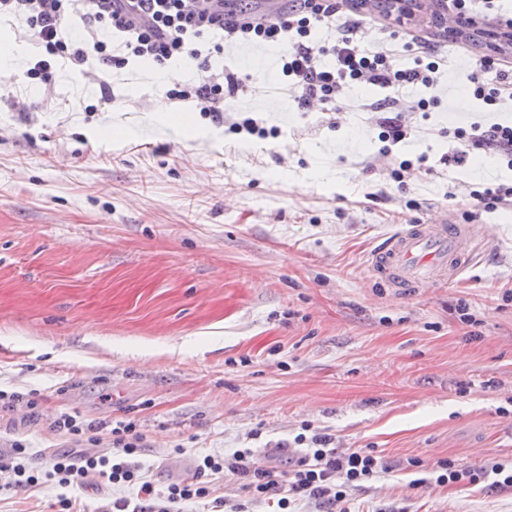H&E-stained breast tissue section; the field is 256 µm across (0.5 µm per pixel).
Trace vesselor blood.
Returning a JSON list of instances; mask_svg holds the SVG:
<instances>
[{"label":"vessel or blood","instance_id":"obj_1","mask_svg":"<svg viewBox=\"0 0 512 512\" xmlns=\"http://www.w3.org/2000/svg\"><path fill=\"white\" fill-rule=\"evenodd\" d=\"M481 239L477 225L443 212L424 223L400 225L370 253L368 264L396 296L413 297L457 284Z\"/></svg>","mask_w":512,"mask_h":512}]
</instances>
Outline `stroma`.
I'll use <instances>...</instances> for the list:
<instances>
[{
	"label": "stroma",
	"instance_id": "35a3bbf8",
	"mask_svg": "<svg viewBox=\"0 0 512 512\" xmlns=\"http://www.w3.org/2000/svg\"><path fill=\"white\" fill-rule=\"evenodd\" d=\"M0 37L20 53L0 86V391L40 398L35 418L0 404V453L25 441L45 474L71 448L56 415L98 427L101 452L131 421L161 490L180 479L176 462L239 448L287 469L307 428L391 465L351 490L357 512H512V489L421 485L408 465L512 460V212L475 209L481 177L439 162L449 128L483 118L461 87L466 57L442 70L431 112L406 92L411 141L381 158L365 103L384 90L351 92L334 113L298 112L276 47L228 45L210 59L235 73L266 58L227 101L277 131L258 139L168 99L170 82L148 79L142 63L99 81L61 63L38 84L25 74L33 37L7 16ZM163 110L219 135L177 134L157 122ZM116 124L132 137L100 136ZM421 152L427 170L391 179ZM440 211L482 225L472 266L456 288L394 298L369 252ZM59 493L45 478L14 487L0 492V512H55Z\"/></svg>",
	"mask_w": 512,
	"mask_h": 512
}]
</instances>
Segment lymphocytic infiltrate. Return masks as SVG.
<instances>
[{
  "mask_svg": "<svg viewBox=\"0 0 512 512\" xmlns=\"http://www.w3.org/2000/svg\"><path fill=\"white\" fill-rule=\"evenodd\" d=\"M350 0H289L287 11L263 16L238 7L218 8L215 0H0V15L20 18L43 50L41 59L30 61L29 79L49 83L51 61L64 58L78 65L95 58L117 67L128 59L165 63L174 57L200 58L203 51L223 53L228 42L252 45L283 44L281 73L293 93L299 111L335 112L345 96L358 85L386 90L414 85L428 89L440 68L444 47L418 37L402 39L405 51L414 56L413 66L401 67L392 51L361 49L353 34L364 17L353 12ZM341 22L346 31L339 43L326 46L312 41L315 25ZM473 71L465 94L491 109L512 102V70L499 59L470 55ZM243 86L242 78L202 66L195 82L175 84L169 99L193 103L213 118L226 110L224 97ZM375 115L381 146L379 156L387 157L405 142L411 129L403 114L405 103L386 97L369 104ZM459 147L443 155L447 166L464 165L470 154L480 150L512 168V124L484 126L473 123L454 128ZM143 437L131 422H119L112 429V449L106 453L81 448L59 455L50 473L60 488L96 476L116 487L133 488L135 494L113 502L114 512H172L174 505L192 502L212 508L213 488L204 474L230 472L246 478L256 500H275L278 512H298L300 501L313 499L326 504L328 512H352L348 492L362 483L387 473L380 455L370 449L339 451L332 448L326 433L297 435L301 455L291 468L277 472L255 459L252 449L236 450L228 457L207 455L198 465L197 476L156 490L137 456ZM489 482L494 488H512V462H495L476 471L457 469L452 460L438 461L430 481L439 486L461 481Z\"/></svg>",
  "mask_w": 512,
  "mask_h": 512,
  "instance_id": "obj_1",
  "label": "lymphocytic infiltrate"
}]
</instances>
